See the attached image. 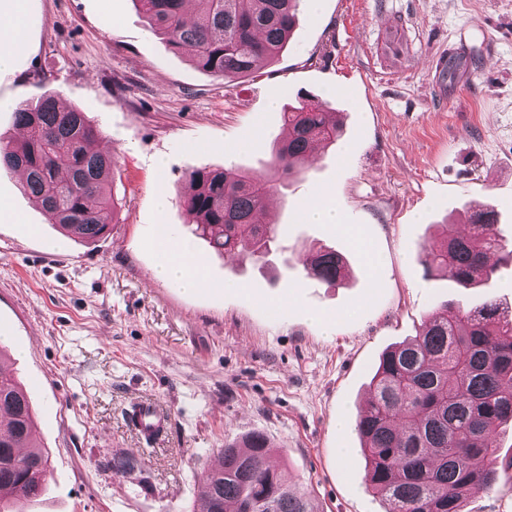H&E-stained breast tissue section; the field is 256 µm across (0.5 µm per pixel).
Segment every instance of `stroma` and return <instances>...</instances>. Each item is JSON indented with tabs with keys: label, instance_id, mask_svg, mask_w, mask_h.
<instances>
[{
	"label": "stroma",
	"instance_id": "obj_1",
	"mask_svg": "<svg viewBox=\"0 0 512 512\" xmlns=\"http://www.w3.org/2000/svg\"><path fill=\"white\" fill-rule=\"evenodd\" d=\"M29 8L30 47L0 73V100L56 95L84 112L116 163L117 216L95 243L63 238L20 175L0 170V200L25 216L0 223L6 366L27 387L51 457V492L27 512H199L204 462L252 433L316 512H387L354 429L378 359L438 303L483 298L425 274L421 247L476 199L512 242V0H300L279 56L227 79L172 49L134 0ZM453 58L461 65L446 84ZM300 94L340 113L343 134L269 197L280 252L266 267L211 255L183 207L188 172H265ZM312 197L341 224L305 223ZM162 224L205 261L209 287L190 294L155 277ZM321 247L344 256L343 281L305 277L302 258ZM227 280L242 291L223 292ZM313 310L334 317L332 332L309 320ZM138 398L171 413L159 446L144 448L123 420ZM122 455L138 469L115 473ZM466 512H512V469L469 496Z\"/></svg>",
	"mask_w": 512,
	"mask_h": 512
}]
</instances>
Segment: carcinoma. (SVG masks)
I'll return each instance as SVG.
<instances>
[{
	"instance_id": "carcinoma-1",
	"label": "carcinoma",
	"mask_w": 512,
	"mask_h": 512,
	"mask_svg": "<svg viewBox=\"0 0 512 512\" xmlns=\"http://www.w3.org/2000/svg\"><path fill=\"white\" fill-rule=\"evenodd\" d=\"M299 0H136L168 43L192 49V63L215 77H245L285 47ZM16 139L0 144V168L22 175L51 223L95 243L113 222L112 156L88 148L97 131L83 112L47 96L14 111ZM282 137L269 170L193 169L183 203L196 234L218 256L266 258L274 230L258 214L278 184L300 173L309 155L342 133L336 116L306 97L282 113ZM495 211L475 200L468 234L439 224V239L422 248L429 273L445 271L459 288L491 287L497 266L488 257L509 243L489 231ZM306 276L334 285L345 262L320 250L302 260ZM371 401L356 429L368 461L371 490L390 512H463L465 499L489 492L496 428L512 421V318L492 296L478 306L443 302L410 341L386 351L371 381ZM35 413L23 385L0 371V512H24L49 490V454L30 447ZM257 434L220 449L203 467L198 492L205 512H314L271 464L268 440Z\"/></svg>"
}]
</instances>
